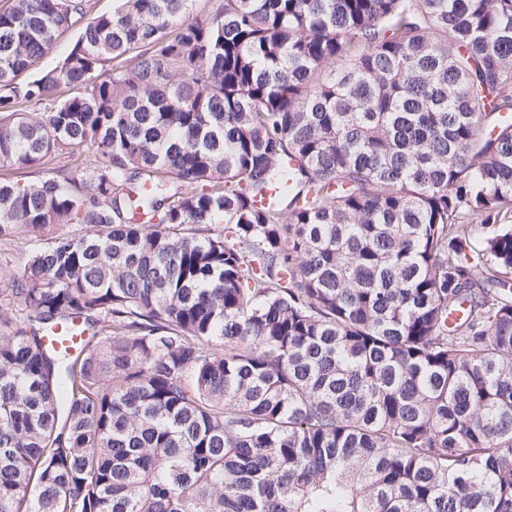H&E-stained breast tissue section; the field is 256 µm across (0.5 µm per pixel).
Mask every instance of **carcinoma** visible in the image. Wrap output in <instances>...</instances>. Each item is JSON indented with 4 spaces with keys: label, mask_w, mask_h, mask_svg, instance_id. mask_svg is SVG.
Here are the masks:
<instances>
[{
    "label": "carcinoma",
    "mask_w": 512,
    "mask_h": 512,
    "mask_svg": "<svg viewBox=\"0 0 512 512\" xmlns=\"http://www.w3.org/2000/svg\"><path fill=\"white\" fill-rule=\"evenodd\" d=\"M113 2L0 10V512H512V0ZM35 247L34 240H17L8 250H0V262L20 271L27 259L28 253ZM85 336L79 333L76 327H71L65 336H47L45 339L46 344L54 350L65 349L68 353L75 352L83 346Z\"/></svg>",
    "instance_id": "carcinoma-1"
}]
</instances>
